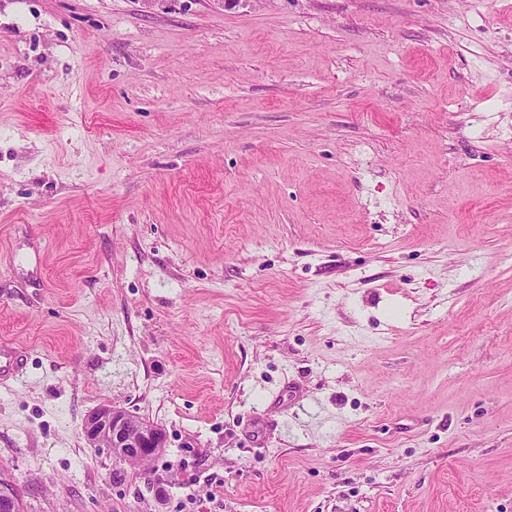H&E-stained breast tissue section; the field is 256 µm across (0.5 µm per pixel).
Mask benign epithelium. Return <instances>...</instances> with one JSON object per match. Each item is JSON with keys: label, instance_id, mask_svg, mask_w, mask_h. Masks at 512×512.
<instances>
[{"label": "benign epithelium", "instance_id": "obj_1", "mask_svg": "<svg viewBox=\"0 0 512 512\" xmlns=\"http://www.w3.org/2000/svg\"><path fill=\"white\" fill-rule=\"evenodd\" d=\"M83 433L92 448H107L118 462L149 460L166 448L165 432L138 419L122 407L103 405L91 412L83 423ZM0 512H21L13 489L0 486Z\"/></svg>", "mask_w": 512, "mask_h": 512}]
</instances>
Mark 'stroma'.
Instances as JSON below:
<instances>
[{
	"label": "stroma",
	"instance_id": "35a3bbf8",
	"mask_svg": "<svg viewBox=\"0 0 512 512\" xmlns=\"http://www.w3.org/2000/svg\"><path fill=\"white\" fill-rule=\"evenodd\" d=\"M1 340L22 512H512V7L0 0ZM27 356L23 349L6 342L0 343V385L16 379L26 365ZM83 433L89 447L109 448L116 461L128 460L125 463L130 465L154 458L167 443L161 428L114 405H103L91 412L84 420Z\"/></svg>",
	"mask_w": 512,
	"mask_h": 512
}]
</instances>
